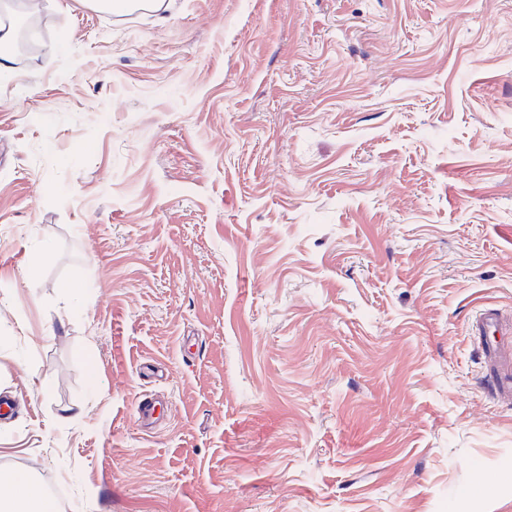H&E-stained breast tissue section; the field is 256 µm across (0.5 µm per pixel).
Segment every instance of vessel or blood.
Listing matches in <instances>:
<instances>
[{"instance_id":"1","label":"vessel or blood","mask_w":512,"mask_h":512,"mask_svg":"<svg viewBox=\"0 0 512 512\" xmlns=\"http://www.w3.org/2000/svg\"><path fill=\"white\" fill-rule=\"evenodd\" d=\"M481 355L485 390L492 403L512 404V314L493 305L480 306L470 322Z\"/></svg>"}]
</instances>
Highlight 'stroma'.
<instances>
[{"mask_svg":"<svg viewBox=\"0 0 512 512\" xmlns=\"http://www.w3.org/2000/svg\"><path fill=\"white\" fill-rule=\"evenodd\" d=\"M22 3L0 469L58 512H512L468 332L512 310V0ZM99 9L107 12H124L135 9L158 11L164 7L165 0H93Z\"/></svg>","mask_w":512,"mask_h":512,"instance_id":"stroma-1","label":"stroma"}]
</instances>
